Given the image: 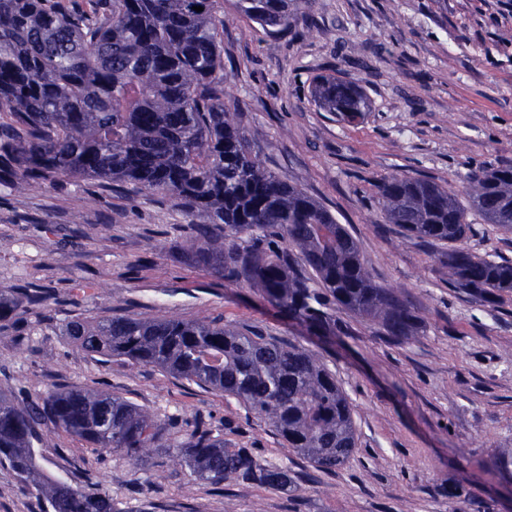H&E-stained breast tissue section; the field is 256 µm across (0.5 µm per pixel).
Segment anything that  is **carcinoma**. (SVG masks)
I'll list each match as a JSON object with an SVG mask.
<instances>
[{
  "label": "carcinoma",
  "instance_id": "1",
  "mask_svg": "<svg viewBox=\"0 0 512 512\" xmlns=\"http://www.w3.org/2000/svg\"><path fill=\"white\" fill-rule=\"evenodd\" d=\"M300 0H235L239 17L272 33L288 27ZM201 6L197 12L194 7ZM230 17L220 0H0V177L23 188L62 177L128 183L180 198L203 213L187 252L226 278L244 275L280 312L323 337L344 330L338 314L377 323L403 341L421 317L395 289L375 283L358 242L317 200L269 172L252 154L224 104L221 48ZM314 104L356 124L370 111L363 88L318 74ZM384 220L433 246L448 284L483 304L512 295V261L460 245L469 217L512 232V162L470 168L462 193L431 180L395 175L377 184ZM241 234L252 244L238 243ZM47 288H0V331L40 308ZM65 335L103 361L151 366L232 397L262 417L284 447L331 473L355 452L358 435L347 395L308 349L244 333L221 320L112 314L73 317ZM169 420L120 395L53 389L18 404L0 391V467L15 472L48 504L45 512H120L112 495L47 475L36 447L62 432L93 450L109 449L145 466L163 453L195 481L285 489L288 468L229 448L197 418L179 441ZM494 467L512 477V448Z\"/></svg>",
  "mask_w": 512,
  "mask_h": 512
}]
</instances>
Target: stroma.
Returning <instances> with one entry per match:
<instances>
[{
	"instance_id": "35a3bbf8",
	"label": "stroma",
	"mask_w": 512,
	"mask_h": 512,
	"mask_svg": "<svg viewBox=\"0 0 512 512\" xmlns=\"http://www.w3.org/2000/svg\"><path fill=\"white\" fill-rule=\"evenodd\" d=\"M227 102L253 152L280 179L322 203L356 238L373 280L406 292L423 321L394 343L343 315L349 335L327 344L282 318L246 281L229 282L184 252L205 223L176 198L129 185L64 178L17 189L0 182V287L51 290L45 310L0 332V388L26 402L54 388L107 390L172 418V441L203 418L227 446L290 467L282 491L215 487L174 469L145 468L64 434L39 450L54 477L112 494L119 512H512V479L491 466L512 448V302L493 308L448 286L432 250L384 223L376 185L424 176L461 191L470 167L512 161V0H310L288 28L237 20L224 30ZM360 85L371 112L339 122L309 100L313 76ZM466 248L512 260V233L471 215ZM101 293L71 305L74 281ZM221 318L318 353L353 409L359 441L336 472L289 455L282 439L235 399L123 359L99 362L62 327L110 313ZM43 503L0 468V512Z\"/></svg>"
}]
</instances>
